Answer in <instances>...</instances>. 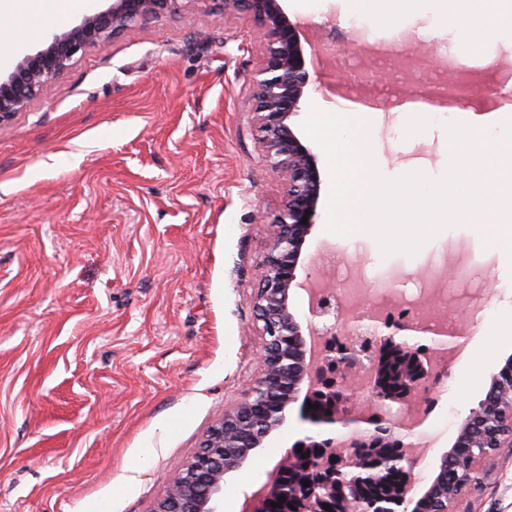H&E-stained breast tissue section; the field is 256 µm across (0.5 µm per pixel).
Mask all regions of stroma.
<instances>
[{
  "label": "stroma",
  "instance_id": "stroma-1",
  "mask_svg": "<svg viewBox=\"0 0 512 512\" xmlns=\"http://www.w3.org/2000/svg\"><path fill=\"white\" fill-rule=\"evenodd\" d=\"M289 15L334 13L342 37L314 67L307 105L326 111L350 76H370L396 102L369 113L372 146L388 178L448 163L447 122L489 116L501 137L512 114L503 99L473 98L469 110L402 109L406 71L428 84H512V14L480 0H286ZM12 18L0 31V67L51 29L54 0H0ZM361 19L353 27L350 16ZM473 41L438 38L449 20ZM398 29L418 35L401 67L384 48ZM451 54L494 60L459 73ZM262 56L256 28L187 0L175 16L136 24L88 50L27 107L0 123V512H152L181 466L226 408L258 377L262 339L251 296L266 253V226L283 188L264 161L253 112ZM457 240L475 254L487 321L429 391L408 396L434 440L419 468L437 470L468 408L512 356V255L466 224L443 231L415 256H382L363 232L334 235L319 222L307 240V272L336 281L328 248L370 274L389 268L418 281L427 257ZM297 398L283 427L226 478L224 512H242L308 426ZM461 512H512V448L463 497Z\"/></svg>",
  "mask_w": 512,
  "mask_h": 512
}]
</instances>
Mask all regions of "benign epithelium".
<instances>
[{
    "label": "benign epithelium",
    "instance_id": "benign-epithelium-1",
    "mask_svg": "<svg viewBox=\"0 0 512 512\" xmlns=\"http://www.w3.org/2000/svg\"><path fill=\"white\" fill-rule=\"evenodd\" d=\"M104 9L85 14L70 27L43 35L39 45L13 56L10 68L0 71V123L23 111L73 60L93 48L104 47L131 24L173 16L184 0H107ZM225 12L239 14L259 28L263 56L253 77L255 119L266 148V163L283 183L282 209L267 225L268 249L259 271V287L251 296L263 345L258 355L260 377L239 404L224 410V418L204 439L201 449L183 464L172 485L152 512H222L224 482L264 446L287 420L288 406L300 393L317 398L327 411L304 414L321 432L334 436L301 441L317 449L308 470L316 479L308 487L286 484L284 476L295 468L297 449L267 474L265 482L246 503L244 512H270L273 499L286 497L293 512H391V503L364 492L365 479L400 474L405 481L396 506L411 512H456L455 506L471 482L454 487L435 472L424 491L413 493L411 479L421 456L411 451L407 433L420 424L418 416L384 423L366 409L353 410L348 398L327 376L328 369L368 366L378 402L399 403L436 377L435 363L421 362L416 338L433 334L421 322L400 319L386 322L370 311L341 313L324 294L312 298L317 278L298 277L304 247L319 216L322 177L318 158L297 129L296 118L314 88L300 31L304 22L291 17L285 0H211ZM308 219H303L305 212ZM309 296L306 324L291 309L292 290ZM348 331L352 339L336 341ZM481 448L461 460L467 472H478L501 448H512V358L490 375L485 397L468 410L457 438L443 456L456 457L457 448Z\"/></svg>",
    "mask_w": 512,
    "mask_h": 512
}]
</instances>
